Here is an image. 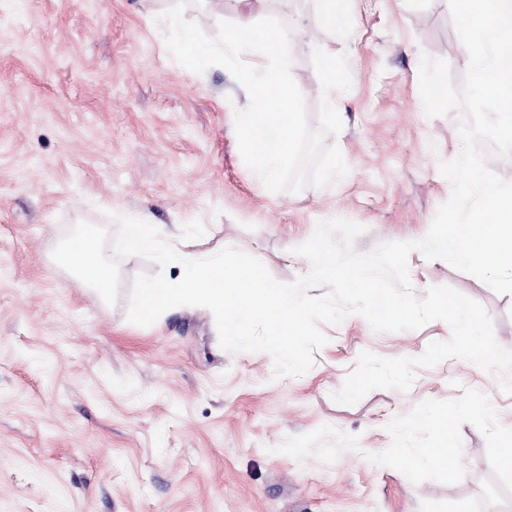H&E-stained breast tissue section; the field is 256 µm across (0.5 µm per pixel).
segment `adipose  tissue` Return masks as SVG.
I'll return each instance as SVG.
<instances>
[{"mask_svg": "<svg viewBox=\"0 0 512 512\" xmlns=\"http://www.w3.org/2000/svg\"><path fill=\"white\" fill-rule=\"evenodd\" d=\"M252 47L259 62L243 75L250 108L241 114L240 126L255 178L270 182L289 158L291 127L281 123L280 114L291 111L297 94L291 79L293 48L273 25L266 26L264 39L253 42ZM274 96L280 101L281 112L269 108Z\"/></svg>", "mask_w": 512, "mask_h": 512, "instance_id": "1", "label": "adipose tissue"}]
</instances>
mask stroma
I'll list each match as a JSON object with an SVG mask.
<instances>
[{
	"mask_svg": "<svg viewBox=\"0 0 512 512\" xmlns=\"http://www.w3.org/2000/svg\"><path fill=\"white\" fill-rule=\"evenodd\" d=\"M246 11L0 0V512H512V474L491 464L512 436L503 372L448 359L417 368L409 390L333 398L360 353L421 356L447 323L378 333L352 314L325 326L308 372L278 378L267 353L223 350L209 311L128 321L133 279L181 265L122 259L110 307L54 261L76 223L108 228L114 213L145 216L188 259L236 248L282 283L309 271L293 249L319 221L362 225L360 252L427 234L451 195L440 165L461 151L460 115H426L420 58L457 81L469 64L447 0H349L345 33L321 25L315 40L317 0H266L254 24L283 30L298 88L291 155L269 183L237 122L256 59L225 40ZM172 14L206 69L187 66ZM327 54L348 74L332 99L319 89ZM408 267L417 298L446 285L477 300L512 349V296L417 251ZM481 394L490 412L453 423L466 466L401 463L400 446L430 447L437 431L404 440L400 419Z\"/></svg>",
	"mask_w": 512,
	"mask_h": 512,
	"instance_id": "stroma-1",
	"label": "stroma"
}]
</instances>
